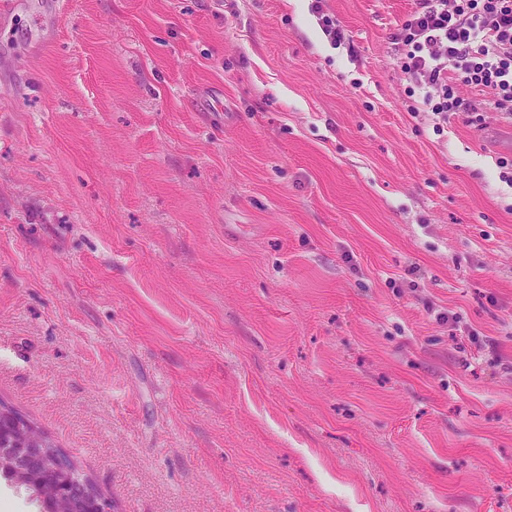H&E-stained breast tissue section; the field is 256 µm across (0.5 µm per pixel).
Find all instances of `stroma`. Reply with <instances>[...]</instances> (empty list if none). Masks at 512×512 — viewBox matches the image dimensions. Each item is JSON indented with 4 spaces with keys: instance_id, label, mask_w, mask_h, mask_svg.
Masks as SVG:
<instances>
[{
    "instance_id": "obj_1",
    "label": "stroma",
    "mask_w": 512,
    "mask_h": 512,
    "mask_svg": "<svg viewBox=\"0 0 512 512\" xmlns=\"http://www.w3.org/2000/svg\"><path fill=\"white\" fill-rule=\"evenodd\" d=\"M415 7L0 0V400L111 512H512V119Z\"/></svg>"
}]
</instances>
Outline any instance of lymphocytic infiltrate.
<instances>
[{
  "label": "lymphocytic infiltrate",
  "instance_id": "obj_1",
  "mask_svg": "<svg viewBox=\"0 0 512 512\" xmlns=\"http://www.w3.org/2000/svg\"><path fill=\"white\" fill-rule=\"evenodd\" d=\"M396 60L424 111L480 120L486 107L512 118V0H417L395 35ZM489 102L459 95V84Z\"/></svg>",
  "mask_w": 512,
  "mask_h": 512
}]
</instances>
